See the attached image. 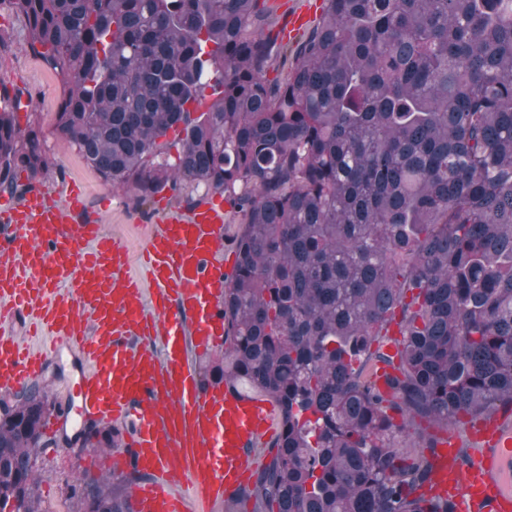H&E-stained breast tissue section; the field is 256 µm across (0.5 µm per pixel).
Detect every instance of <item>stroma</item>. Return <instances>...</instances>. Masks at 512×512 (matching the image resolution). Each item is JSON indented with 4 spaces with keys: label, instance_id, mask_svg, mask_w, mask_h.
Here are the masks:
<instances>
[{
    "label": "stroma",
    "instance_id": "35a3bbf8",
    "mask_svg": "<svg viewBox=\"0 0 512 512\" xmlns=\"http://www.w3.org/2000/svg\"><path fill=\"white\" fill-rule=\"evenodd\" d=\"M25 37L22 20L9 10H0V84L32 92L33 105L21 113L20 120L33 123L40 130L44 147L54 163L41 185L58 192L71 183L81 186L90 212L99 216L108 233L126 240L130 266L138 268L147 226L155 221V206L149 203L137 208L121 192L110 191L78 150L60 136L55 126V113L65 90L64 80L22 49ZM37 467L44 512H76L68 487L85 471L97 475L112 473L114 492L121 495L126 492L125 471L115 468L110 456L59 446L43 450Z\"/></svg>",
    "mask_w": 512,
    "mask_h": 512
}]
</instances>
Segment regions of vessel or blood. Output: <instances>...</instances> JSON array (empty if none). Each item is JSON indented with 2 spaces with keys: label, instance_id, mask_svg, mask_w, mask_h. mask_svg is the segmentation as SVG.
<instances>
[{
  "label": "vessel or blood",
  "instance_id": "1",
  "mask_svg": "<svg viewBox=\"0 0 512 512\" xmlns=\"http://www.w3.org/2000/svg\"><path fill=\"white\" fill-rule=\"evenodd\" d=\"M311 19L290 13L279 39ZM157 210L138 277L125 239L87 217L78 187L62 201L46 191L0 197V389L30 387L75 350L80 420L134 426L122 460L149 478L135 487L132 512H189L192 500L208 512L244 485L256 448L277 433V411L241 392L202 390L186 356V336L201 354L224 341L234 261L224 253L223 197L187 213L161 200ZM434 479L455 512H512V416L498 411L466 435L449 431Z\"/></svg>",
  "mask_w": 512,
  "mask_h": 512
}]
</instances>
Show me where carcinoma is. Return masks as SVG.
<instances>
[{"label":"carcinoma","instance_id":"cac0c4a2","mask_svg":"<svg viewBox=\"0 0 512 512\" xmlns=\"http://www.w3.org/2000/svg\"><path fill=\"white\" fill-rule=\"evenodd\" d=\"M323 2L289 42L268 0L0 8L68 85L56 127L106 185L136 207H194L185 189L202 188L241 224L214 371L280 427L240 498L452 512L421 493L441 444L422 425L512 412V0ZM48 167L39 132L1 110L0 191L22 197ZM54 408L38 384L0 408V512H43ZM88 438L121 447L117 430ZM70 490L78 512H131L108 475Z\"/></svg>","mask_w":512,"mask_h":512}]
</instances>
